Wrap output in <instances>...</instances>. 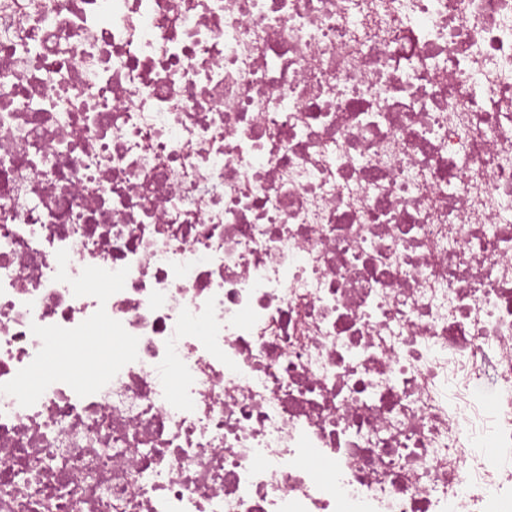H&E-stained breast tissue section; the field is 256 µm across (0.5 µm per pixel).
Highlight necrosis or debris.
I'll list each match as a JSON object with an SVG mask.
<instances>
[{"instance_id": "4bbe7bcc", "label": "necrosis or debris", "mask_w": 512, "mask_h": 512, "mask_svg": "<svg viewBox=\"0 0 512 512\" xmlns=\"http://www.w3.org/2000/svg\"><path fill=\"white\" fill-rule=\"evenodd\" d=\"M0 512H512V0H0Z\"/></svg>"}]
</instances>
